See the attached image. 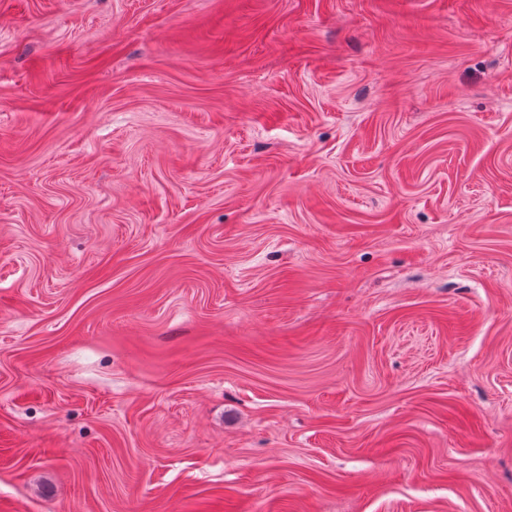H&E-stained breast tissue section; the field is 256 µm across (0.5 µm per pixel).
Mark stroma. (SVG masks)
I'll return each mask as SVG.
<instances>
[{
  "label": "stroma",
  "instance_id": "35a3bbf8",
  "mask_svg": "<svg viewBox=\"0 0 512 512\" xmlns=\"http://www.w3.org/2000/svg\"><path fill=\"white\" fill-rule=\"evenodd\" d=\"M0 512H512V0H0Z\"/></svg>",
  "mask_w": 512,
  "mask_h": 512
}]
</instances>
